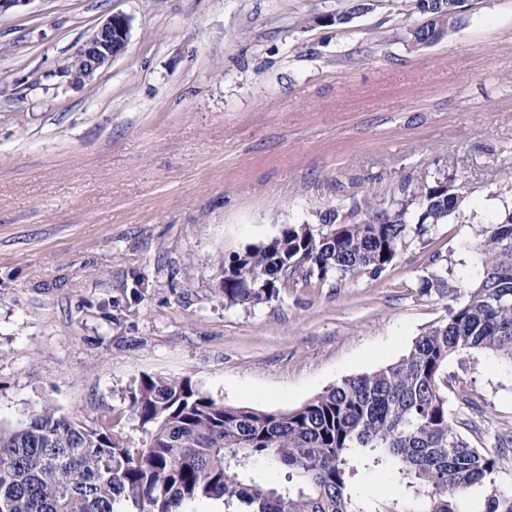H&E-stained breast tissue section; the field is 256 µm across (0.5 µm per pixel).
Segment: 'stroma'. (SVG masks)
<instances>
[{
    "label": "stroma",
    "instance_id": "1",
    "mask_svg": "<svg viewBox=\"0 0 512 512\" xmlns=\"http://www.w3.org/2000/svg\"><path fill=\"white\" fill-rule=\"evenodd\" d=\"M355 2L29 0L0 14V428L46 406L111 418L141 448V375L287 411L398 361L446 316L449 296L419 292L432 254L456 282L478 262L468 243L512 208V0H466L428 45L397 0ZM116 12L125 53L66 85L56 68ZM424 173L455 178L460 215L379 276L225 304L222 257ZM114 302L133 314L110 322ZM447 372L474 447L512 435V370L468 352Z\"/></svg>",
    "mask_w": 512,
    "mask_h": 512
}]
</instances>
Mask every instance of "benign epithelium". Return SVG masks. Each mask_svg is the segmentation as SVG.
<instances>
[{
	"mask_svg": "<svg viewBox=\"0 0 512 512\" xmlns=\"http://www.w3.org/2000/svg\"><path fill=\"white\" fill-rule=\"evenodd\" d=\"M129 31V19L126 15H110L74 53V58L79 62V70L73 71L70 64L65 63L58 67L55 75L74 87L92 81L99 70L125 52Z\"/></svg>",
	"mask_w": 512,
	"mask_h": 512,
	"instance_id": "benign-epithelium-1",
	"label": "benign epithelium"
}]
</instances>
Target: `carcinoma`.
Listing matches in <instances>:
<instances>
[{
  "mask_svg": "<svg viewBox=\"0 0 512 512\" xmlns=\"http://www.w3.org/2000/svg\"><path fill=\"white\" fill-rule=\"evenodd\" d=\"M421 31L439 40L459 15L441 0H410ZM447 174L403 180L333 214L328 230L293 224L281 237L220 259L224 303L255 307L300 283L376 277L409 242L447 223L461 205ZM466 248L478 252L476 279L448 284L438 257L420 287L462 291L438 324L398 361L345 378L301 407L264 412L224 404L191 380L143 375L130 391L132 414L149 427L131 449L102 418L89 426L43 407L0 429V512H185L201 499L234 512H354L362 471L408 492L406 507L375 512H474L470 490L491 488L482 512H512V490L496 485L499 458L476 448L448 413V359L491 352L512 369V211Z\"/></svg>",
  "mask_w": 512,
  "mask_h": 512,
  "instance_id": "obj_1",
  "label": "carcinoma"
}]
</instances>
